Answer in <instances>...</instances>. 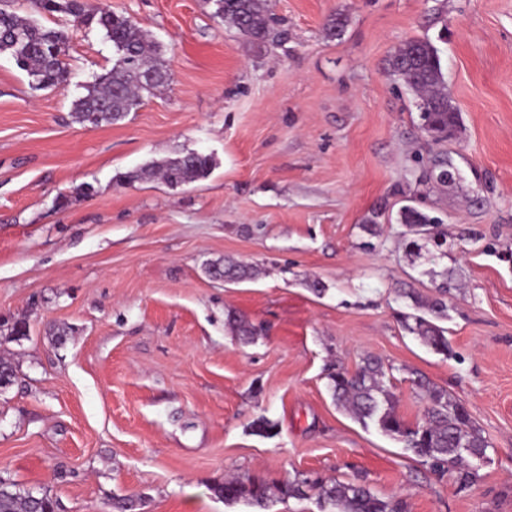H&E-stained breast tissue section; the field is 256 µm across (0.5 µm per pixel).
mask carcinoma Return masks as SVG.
Masks as SVG:
<instances>
[{
  "mask_svg": "<svg viewBox=\"0 0 512 512\" xmlns=\"http://www.w3.org/2000/svg\"><path fill=\"white\" fill-rule=\"evenodd\" d=\"M214 17L231 23L244 37L262 43L272 20L269 0H214ZM63 14L77 26H96L104 31L115 51L110 69L95 75L84 88L86 94L72 104L74 122L98 127L123 120L137 111L144 101L169 85L170 74L161 50L135 21L118 14L104 0H26V3L0 7V55H9L26 72L30 88L63 89L68 85L65 60L68 35L61 28L37 22L36 14ZM390 75L401 81L415 96L424 131L439 144L457 137L460 115L446 92L444 74L437 50L419 39L406 40L389 61ZM212 168L211 156L187 152L153 163L147 168L122 176L129 184L153 176L170 186L195 182ZM401 223L418 236L436 238L439 222L417 207L406 205ZM209 273L234 282L250 276V268L228 261L213 264ZM448 283L438 286L439 296L423 301L411 295L414 304L434 318L445 315ZM399 322L437 354L450 352L446 330L418 314H403ZM416 393L428 406L424 421L412 424L397 411L387 369L374 356L363 358L353 371L342 366L328 373L329 386L337 405L349 410L364 425H374L382 434L398 441L440 479L450 478L466 488L478 477V468L488 458L489 442L473 425L465 404L435 385L418 371L409 372ZM227 504L243 502L267 509L277 500L317 497L327 512H406L401 500H385L361 484L340 481H313L301 475L276 479L252 476L228 477L212 488ZM0 512H55V502L44 493L23 492L14 482L0 477Z\"/></svg>",
  "mask_w": 512,
  "mask_h": 512,
  "instance_id": "1",
  "label": "carcinoma"
}]
</instances>
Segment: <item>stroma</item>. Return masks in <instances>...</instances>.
<instances>
[{
    "label": "stroma",
    "instance_id": "35a3bbf8",
    "mask_svg": "<svg viewBox=\"0 0 512 512\" xmlns=\"http://www.w3.org/2000/svg\"><path fill=\"white\" fill-rule=\"evenodd\" d=\"M107 2L173 77L118 123L70 116L112 65L100 30L41 16L68 34L60 90L0 55V324L27 322L0 343L18 376L0 392V477L59 512H256L212 492L254 474L362 484L409 512H512V0H271L263 48L213 0ZM410 38L437 48L461 116L445 184L425 180L435 147L388 72ZM189 151L211 156L206 178L118 181ZM406 205L442 218L435 263L411 251ZM224 260L252 276H210ZM445 279L449 357L397 320ZM368 355L410 423L426 407L410 371L465 403L490 444L473 485L336 406L328 364Z\"/></svg>",
    "mask_w": 512,
    "mask_h": 512
}]
</instances>
